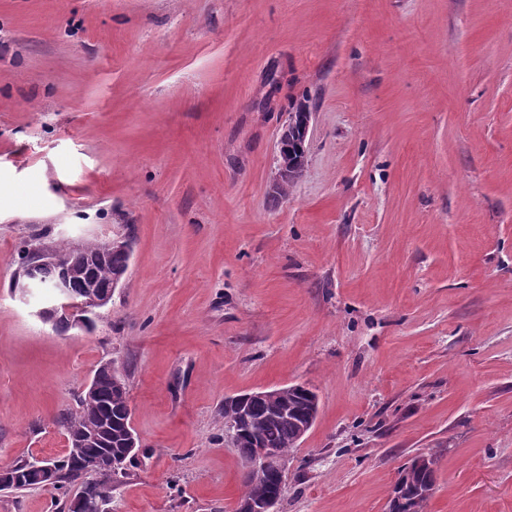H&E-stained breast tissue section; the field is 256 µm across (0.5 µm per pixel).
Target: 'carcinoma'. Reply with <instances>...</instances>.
Instances as JSON below:
<instances>
[{"mask_svg":"<svg viewBox=\"0 0 512 512\" xmlns=\"http://www.w3.org/2000/svg\"><path fill=\"white\" fill-rule=\"evenodd\" d=\"M45 246L57 254L58 263L40 268L44 284H55L66 271L70 275V288L79 299L108 287L112 276L125 272L129 264L128 254L119 250L99 257L98 242L87 243L78 253L68 244L49 246L43 237L32 235L18 250L19 272H24L36 251ZM94 377L98 385L97 398L89 401L81 396L77 411L63 412L57 418L70 441V448L64 457L55 460V479L51 486L66 493L71 485L79 483L74 498L64 504L67 512H99V502L112 499V476L99 470L97 461L109 449L114 453L121 451L131 423L127 390L115 388L117 372L112 363L99 365ZM309 406L310 399L302 390L292 391L286 399L276 403L248 400L243 408L244 434L236 442L241 458H250L258 446L273 448L285 456L290 454L297 444L299 425ZM33 463L34 458H23L0 473V490L37 486L29 478L28 468ZM435 472L434 468L422 467L402 477V498L410 512H425L435 493ZM283 488L279 470L271 467L261 479L243 478L239 498H279Z\"/></svg>","mask_w":512,"mask_h":512,"instance_id":"cac0c4a2","label":"carcinoma"}]
</instances>
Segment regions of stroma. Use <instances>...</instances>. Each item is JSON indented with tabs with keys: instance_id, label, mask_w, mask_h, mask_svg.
<instances>
[{
	"instance_id": "stroma-1",
	"label": "stroma",
	"mask_w": 512,
	"mask_h": 512,
	"mask_svg": "<svg viewBox=\"0 0 512 512\" xmlns=\"http://www.w3.org/2000/svg\"><path fill=\"white\" fill-rule=\"evenodd\" d=\"M34 234L132 236L92 328L14 294ZM105 362L142 445L112 512H233L224 401L293 383L276 512H386L420 455L426 512H512V0H0V469L65 454ZM295 112H290L288 116V121L282 126V131L277 144V154H276V179L273 183V189L279 190V188L284 185L285 182L288 181V185L293 183L296 179L300 177L299 172L292 174L288 177V173L290 168L294 165L292 161V154L289 152L288 146V134L292 132V120L293 114Z\"/></svg>"
}]
</instances>
